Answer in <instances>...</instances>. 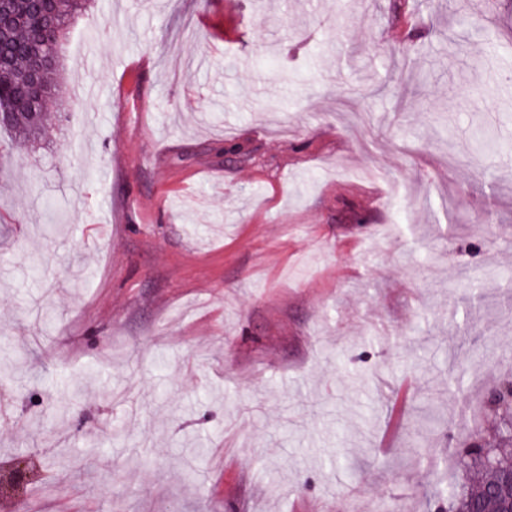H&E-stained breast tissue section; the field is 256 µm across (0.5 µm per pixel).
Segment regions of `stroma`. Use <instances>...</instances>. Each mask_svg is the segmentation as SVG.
Segmentation results:
<instances>
[{"label":"stroma","instance_id":"1","mask_svg":"<svg viewBox=\"0 0 512 512\" xmlns=\"http://www.w3.org/2000/svg\"><path fill=\"white\" fill-rule=\"evenodd\" d=\"M104 0L0 131V512H438L512 352V0ZM490 212L497 237L476 218ZM484 301L463 321V299Z\"/></svg>","mask_w":512,"mask_h":512}]
</instances>
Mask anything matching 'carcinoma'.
I'll use <instances>...</instances> for the list:
<instances>
[{
  "mask_svg": "<svg viewBox=\"0 0 512 512\" xmlns=\"http://www.w3.org/2000/svg\"><path fill=\"white\" fill-rule=\"evenodd\" d=\"M87 0L57 4L53 0L35 7L30 0H0V11L18 16L16 27L0 38V46L12 55V69L0 73V130L31 138L51 120L47 112L49 95L57 90L61 38L69 19ZM48 58L42 85L28 88L25 74L32 51ZM499 445L479 453H467L461 460L482 472L481 480L454 487L448 495V512H503L506 503L496 494V486L512 469V399L497 406Z\"/></svg>",
  "mask_w": 512,
  "mask_h": 512,
  "instance_id": "cac0c4a2",
  "label": "carcinoma"
}]
</instances>
